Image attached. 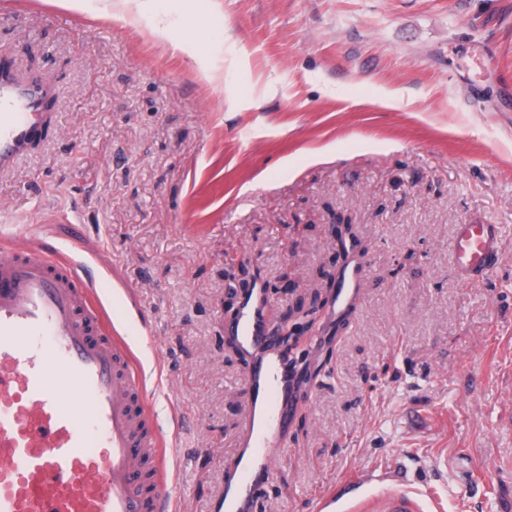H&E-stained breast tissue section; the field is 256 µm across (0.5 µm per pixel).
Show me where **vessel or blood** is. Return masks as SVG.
I'll use <instances>...</instances> for the list:
<instances>
[{"label":"vessel or blood","instance_id":"vessel-or-blood-1","mask_svg":"<svg viewBox=\"0 0 512 512\" xmlns=\"http://www.w3.org/2000/svg\"><path fill=\"white\" fill-rule=\"evenodd\" d=\"M52 102L40 78L0 68V173L45 138ZM454 249L462 281L486 273L495 225H461ZM86 267L79 253L46 249L23 230L0 234V512H177L165 465L173 435L156 425L142 371ZM358 287L355 270L343 272L337 309ZM266 304L255 286L237 321L248 413L218 512H251L286 444L294 380L266 334ZM144 457L159 460L154 474L140 471Z\"/></svg>","mask_w":512,"mask_h":512}]
</instances>
